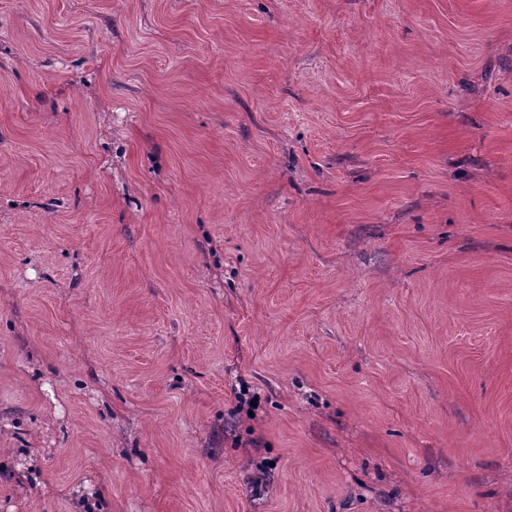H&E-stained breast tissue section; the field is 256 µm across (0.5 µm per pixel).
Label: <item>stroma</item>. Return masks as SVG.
Returning a JSON list of instances; mask_svg holds the SVG:
<instances>
[{
	"instance_id": "1",
	"label": "stroma",
	"mask_w": 512,
	"mask_h": 512,
	"mask_svg": "<svg viewBox=\"0 0 512 512\" xmlns=\"http://www.w3.org/2000/svg\"><path fill=\"white\" fill-rule=\"evenodd\" d=\"M75 488L512 512V0H0V512Z\"/></svg>"
}]
</instances>
